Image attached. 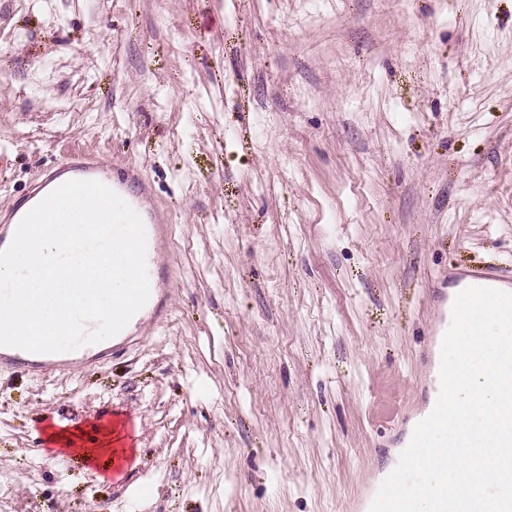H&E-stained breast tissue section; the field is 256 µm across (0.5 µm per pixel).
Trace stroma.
<instances>
[{
  "mask_svg": "<svg viewBox=\"0 0 512 512\" xmlns=\"http://www.w3.org/2000/svg\"><path fill=\"white\" fill-rule=\"evenodd\" d=\"M78 152L151 183L169 320L0 368V512H350L431 277L512 278V0H0V215Z\"/></svg>",
  "mask_w": 512,
  "mask_h": 512,
  "instance_id": "stroma-1",
  "label": "stroma"
}]
</instances>
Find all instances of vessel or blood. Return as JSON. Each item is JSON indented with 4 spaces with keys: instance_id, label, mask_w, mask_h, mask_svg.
Listing matches in <instances>:
<instances>
[{
    "instance_id": "1",
    "label": "vessel or blood",
    "mask_w": 512,
    "mask_h": 512,
    "mask_svg": "<svg viewBox=\"0 0 512 512\" xmlns=\"http://www.w3.org/2000/svg\"><path fill=\"white\" fill-rule=\"evenodd\" d=\"M73 179L104 183L123 197L142 218L147 237L146 263L150 297L129 324L113 337L111 344L97 343L75 351L51 354H37L0 346V367H18L35 373L63 372L74 361L88 366L98 365L130 347L133 336L144 322L158 323L166 316L165 263L158 243L168 234L169 228L157 215L150 183L139 166L123 164L111 167L95 155L78 153L71 155L64 164L47 169L42 173L40 181L9 212L7 223L0 225V250L9 246L17 225L30 209L56 187ZM471 286L512 292L511 279L483 268H456L438 276L431 293L437 314L425 341L422 352L423 369L419 376V382L426 389L429 399L433 400L438 396L441 342L450 324L454 299L460 291Z\"/></svg>"
}]
</instances>
